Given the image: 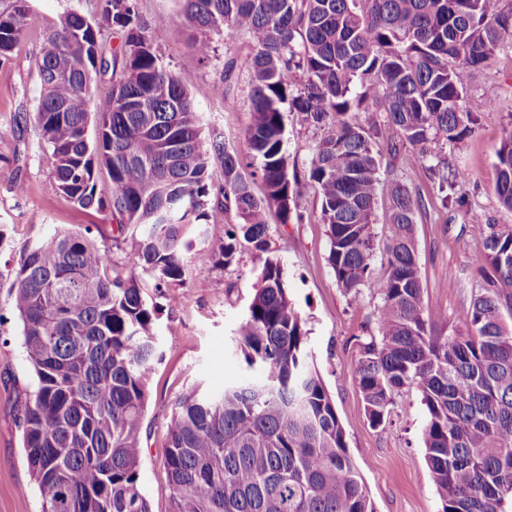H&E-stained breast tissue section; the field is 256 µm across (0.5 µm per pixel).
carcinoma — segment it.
I'll return each instance as SVG.
<instances>
[{
	"label": "carcinoma",
	"mask_w": 512,
	"mask_h": 512,
	"mask_svg": "<svg viewBox=\"0 0 512 512\" xmlns=\"http://www.w3.org/2000/svg\"><path fill=\"white\" fill-rule=\"evenodd\" d=\"M203 32L250 45L252 121L245 140L255 170L220 137L201 143L185 82L156 46L167 20L139 15L135 0H105L102 22L74 11L36 56L35 121L53 161L57 191L112 216L113 241L157 285L183 284L193 239L216 263L244 249L260 259L237 349L247 369L219 392L194 388L171 405L163 467L168 512H375L347 451L345 432L316 368L306 322L270 246L268 211L281 223L297 198L321 202L328 261L339 288L357 295L371 279L381 159L408 155L429 173L443 208L468 175L442 149L472 131L474 72L512 39V0H184ZM26 0L0 12V57L26 26ZM112 29L118 45L102 30ZM118 74L112 89L93 86ZM377 114L369 126L355 109ZM322 131L307 174L288 171L284 109ZM219 160L224 179L212 180ZM495 192L512 210V130L496 150ZM106 172L112 194H97ZM260 176L264 195L250 178ZM234 212L224 238H206L207 207ZM424 199L392 180L388 275L376 333L364 337L356 374L371 422L383 424L393 394L414 388L428 412L424 448L443 512H512V226L488 225L477 258L493 275L473 296L453 336H435L415 224ZM21 347L35 375L20 419L27 468L42 512H151L140 486L148 383L162 357L155 307L135 271L112 265L87 226L30 248L11 284Z\"/></svg>",
	"instance_id": "1"
}]
</instances>
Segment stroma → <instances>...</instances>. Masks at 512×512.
<instances>
[{
  "mask_svg": "<svg viewBox=\"0 0 512 512\" xmlns=\"http://www.w3.org/2000/svg\"><path fill=\"white\" fill-rule=\"evenodd\" d=\"M97 4L98 0H31L21 41L9 57L0 59V512H42L17 419V398L32 388L33 375L13 309V271L27 249L57 233L93 224L98 241L112 240L111 220L74 206L58 193L53 162L39 145L34 121L40 89L34 58L41 41L50 26L71 11L96 18ZM137 8L144 20L161 16L168 23L158 53L191 90L203 145L218 135L239 155H247L245 131L251 112L246 41L211 35V51L204 58L191 46L197 32L186 18L182 0H137ZM468 94L493 100L495 107L480 113L474 133L446 148L449 166L469 175L456 187L466 197L465 207L442 209L425 168L403 169L410 189L422 194L426 203L416 224L417 260L424 304L445 317L434 328L440 336L455 334L462 310L484 284L476 259L484 250L488 225H512V211L502 208L495 195V151L512 124L511 40L504 41L489 66L474 76ZM320 135V130L286 119L289 170L306 173ZM390 171V166L381 168L371 284L359 296L345 294L336 284L320 203L312 196L300 198V217L289 223H280L276 211H269L271 249L280 258L291 298L307 321L318 372L375 512H442L423 445L427 412L420 394L401 390L393 397L386 424L372 425L355 372L358 339L374 333L382 305ZM186 259L184 284L160 288L150 275L141 277L147 303L159 310L156 334L163 349V360L150 377L142 429L141 488L151 512H168L162 457L171 404L193 387L218 390L244 372L234 339L247 315L259 265L247 250L227 267L195 247ZM173 295L178 303H170Z\"/></svg>",
  "mask_w": 512,
  "mask_h": 512,
  "instance_id": "obj_1",
  "label": "stroma"
}]
</instances>
